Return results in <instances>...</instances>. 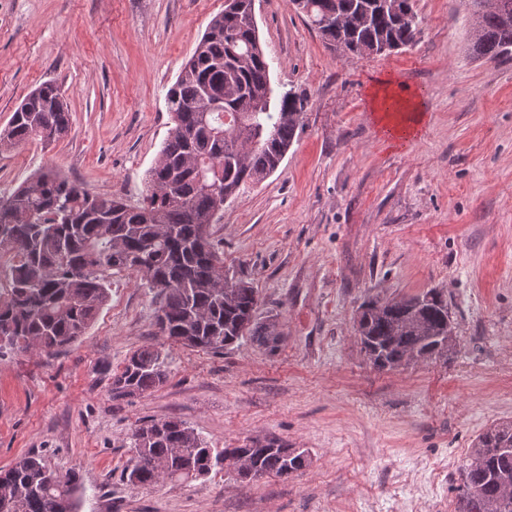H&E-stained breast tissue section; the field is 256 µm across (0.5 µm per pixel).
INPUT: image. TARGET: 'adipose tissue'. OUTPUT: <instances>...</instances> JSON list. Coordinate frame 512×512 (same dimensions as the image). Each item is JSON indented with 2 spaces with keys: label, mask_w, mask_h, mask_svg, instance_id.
<instances>
[{
  "label": "adipose tissue",
  "mask_w": 512,
  "mask_h": 512,
  "mask_svg": "<svg viewBox=\"0 0 512 512\" xmlns=\"http://www.w3.org/2000/svg\"><path fill=\"white\" fill-rule=\"evenodd\" d=\"M372 110L386 138L395 143L414 138L425 119L418 100L394 95L385 84L374 92Z\"/></svg>",
  "instance_id": "adipose-tissue-1"
}]
</instances>
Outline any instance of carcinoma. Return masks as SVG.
I'll return each mask as SVG.
<instances>
[{
  "label": "carcinoma",
  "instance_id": "cac0c4a2",
  "mask_svg": "<svg viewBox=\"0 0 512 512\" xmlns=\"http://www.w3.org/2000/svg\"><path fill=\"white\" fill-rule=\"evenodd\" d=\"M467 2L470 55L512 60V20L481 9L479 0ZM233 3L245 9L228 6L212 17L166 92L173 127L137 204L92 194L53 167L0 196V272L7 278L0 288V354H53L75 343L108 301L112 273L124 271L156 289V325L172 343L222 354L247 336L271 351L276 347L270 325L256 319L259 298L250 282L237 280L224 297V249L210 228L241 185L259 183L279 167L309 99L291 89L276 99L256 22L247 17L254 0ZM291 4L344 55L410 47L422 32L415 0ZM70 121L64 91L45 82L25 95L0 129V153L33 141L51 145L67 136ZM407 305L395 301L366 321L381 369L401 365L413 351L427 359L443 342L448 303L440 297L422 308L431 338L420 335ZM166 379V356L147 346L129 357L110 392L115 398L141 395ZM273 443L245 449L262 475L306 466V451L287 460ZM131 448L123 477L145 488L198 480L224 466L227 453L177 419L141 424ZM456 491L457 512H512V423L478 436ZM82 495L78 474L56 472L36 456L0 470V512H80Z\"/></svg>",
  "mask_w": 512,
  "mask_h": 512
}]
</instances>
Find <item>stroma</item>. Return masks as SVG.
<instances>
[{
  "mask_svg": "<svg viewBox=\"0 0 512 512\" xmlns=\"http://www.w3.org/2000/svg\"><path fill=\"white\" fill-rule=\"evenodd\" d=\"M224 0H0V127L45 81L67 92L68 135L0 154V194L54 166L94 194L137 203L172 127L165 95ZM418 42L378 56L328 48L289 0H256L277 92L309 98L278 169L242 187L211 227L224 266L255 288L276 350L241 339L221 354L160 336L155 290L131 272L79 341L0 357V469L36 454L78 472L80 512H456L472 444L512 422V61L474 59L461 0H416ZM419 96L408 147L371 107L381 81ZM430 289L455 348L381 369L356 328L367 301ZM162 348L166 382L113 398L135 351ZM177 418L213 448L246 438L307 449L288 478L228 470L128 484L131 434Z\"/></svg>",
  "mask_w": 512,
  "mask_h": 512,
  "instance_id": "stroma-1",
  "label": "stroma"
}]
</instances>
